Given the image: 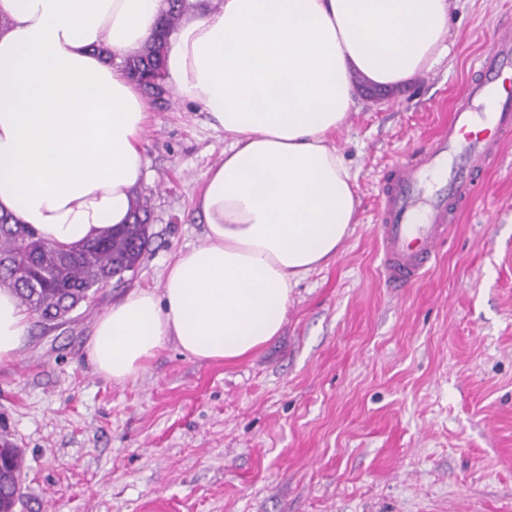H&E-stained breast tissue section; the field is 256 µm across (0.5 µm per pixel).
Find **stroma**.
Returning <instances> with one entry per match:
<instances>
[{
  "mask_svg": "<svg viewBox=\"0 0 512 512\" xmlns=\"http://www.w3.org/2000/svg\"><path fill=\"white\" fill-rule=\"evenodd\" d=\"M501 22L512 0H450L432 82L362 94L332 139L356 176V222L294 283L281 336L235 363L171 342L116 384L85 355L95 320L162 290L204 243L196 199L229 145L174 91L153 104L135 275L54 327L32 323L0 363V434L24 458L17 512H512V143L415 284L386 287L375 224L382 181L445 125Z\"/></svg>",
  "mask_w": 512,
  "mask_h": 512,
  "instance_id": "obj_1",
  "label": "stroma"
}]
</instances>
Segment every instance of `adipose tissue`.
<instances>
[{
	"instance_id": "ef3b65f1",
	"label": "adipose tissue",
	"mask_w": 512,
	"mask_h": 512,
	"mask_svg": "<svg viewBox=\"0 0 512 512\" xmlns=\"http://www.w3.org/2000/svg\"><path fill=\"white\" fill-rule=\"evenodd\" d=\"M164 0H0V213L78 249L126 224L149 105L123 63ZM448 0H220L186 10L164 74L231 139L203 174L205 244L162 293L131 292L96 320L86 358L125 383L168 341L199 361L242 360L280 336L292 284L341 249L359 204L333 134L356 78L395 88L448 51ZM29 317L0 289V363Z\"/></svg>"
}]
</instances>
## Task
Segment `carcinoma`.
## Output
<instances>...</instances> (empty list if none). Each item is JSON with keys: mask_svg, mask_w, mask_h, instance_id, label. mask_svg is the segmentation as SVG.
Wrapping results in <instances>:
<instances>
[{"mask_svg": "<svg viewBox=\"0 0 512 512\" xmlns=\"http://www.w3.org/2000/svg\"><path fill=\"white\" fill-rule=\"evenodd\" d=\"M185 9L186 0H170L153 38L124 64L128 76L155 100L165 94V47ZM149 216V199L138 193L132 201V223L118 225L78 250H65L38 237L11 214L1 213L0 289L13 291L20 304L46 326L54 321L62 304H78L104 280L120 282L125 273L137 268L150 243L144 224ZM22 469L20 450L1 438L0 512H15L21 501Z\"/></svg>", "mask_w": 512, "mask_h": 512, "instance_id": "1", "label": "carcinoma"}]
</instances>
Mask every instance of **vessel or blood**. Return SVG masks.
I'll return each instance as SVG.
<instances>
[{
    "label": "vessel or blood",
    "instance_id": "1",
    "mask_svg": "<svg viewBox=\"0 0 512 512\" xmlns=\"http://www.w3.org/2000/svg\"><path fill=\"white\" fill-rule=\"evenodd\" d=\"M477 75L455 101L447 126L424 150L398 162L384 184L377 232L384 244L380 267L386 283L404 288L435 260L454 220L501 147L512 141V26L486 37Z\"/></svg>",
    "mask_w": 512,
    "mask_h": 512
}]
</instances>
